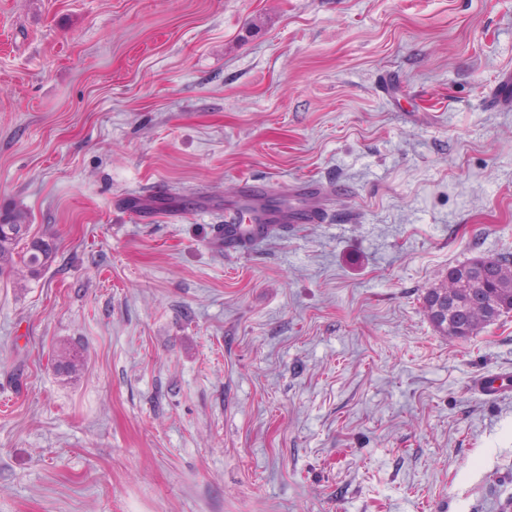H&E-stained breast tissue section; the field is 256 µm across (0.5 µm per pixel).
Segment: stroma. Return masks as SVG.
I'll return each mask as SVG.
<instances>
[{
  "mask_svg": "<svg viewBox=\"0 0 512 512\" xmlns=\"http://www.w3.org/2000/svg\"><path fill=\"white\" fill-rule=\"evenodd\" d=\"M512 0H0V512H512ZM327 188L224 252V197ZM83 345L61 375V349ZM55 254L56 245L53 241L29 238V225L20 224L16 220L0 223V276L16 269V256L28 276L37 278L52 266ZM477 260V259H476ZM474 260L449 271L448 282L431 288L424 297L425 309L434 327L448 336L465 339L512 311V262ZM456 301L455 312L446 319L437 305ZM461 301L463 304H460ZM496 304L493 307L492 304Z\"/></svg>",
  "mask_w": 512,
  "mask_h": 512,
  "instance_id": "obj_1",
  "label": "stroma"
}]
</instances>
